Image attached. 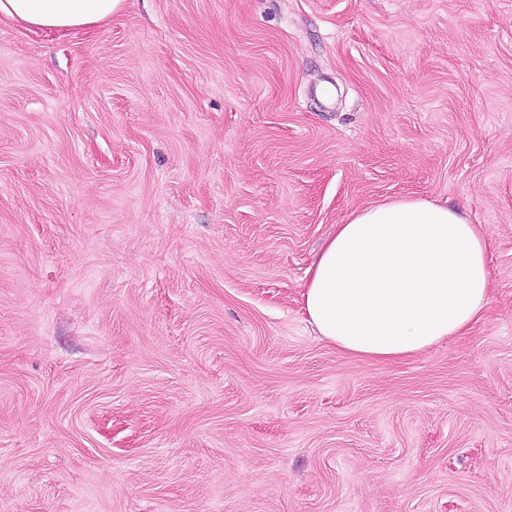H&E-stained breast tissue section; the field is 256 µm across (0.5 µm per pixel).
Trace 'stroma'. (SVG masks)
Listing matches in <instances>:
<instances>
[{
	"label": "stroma",
	"instance_id": "obj_1",
	"mask_svg": "<svg viewBox=\"0 0 512 512\" xmlns=\"http://www.w3.org/2000/svg\"><path fill=\"white\" fill-rule=\"evenodd\" d=\"M398 197L483 227L490 302L362 361L301 293ZM0 512H512V0L1 18Z\"/></svg>",
	"mask_w": 512,
	"mask_h": 512
}]
</instances>
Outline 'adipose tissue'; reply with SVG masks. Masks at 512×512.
<instances>
[{"instance_id": "adipose-tissue-1", "label": "adipose tissue", "mask_w": 512, "mask_h": 512, "mask_svg": "<svg viewBox=\"0 0 512 512\" xmlns=\"http://www.w3.org/2000/svg\"><path fill=\"white\" fill-rule=\"evenodd\" d=\"M123 0H0V17L48 33L111 18ZM488 242L459 210L395 198L351 213L302 292L313 328L344 353L395 362L465 332L489 304Z\"/></svg>"}]
</instances>
